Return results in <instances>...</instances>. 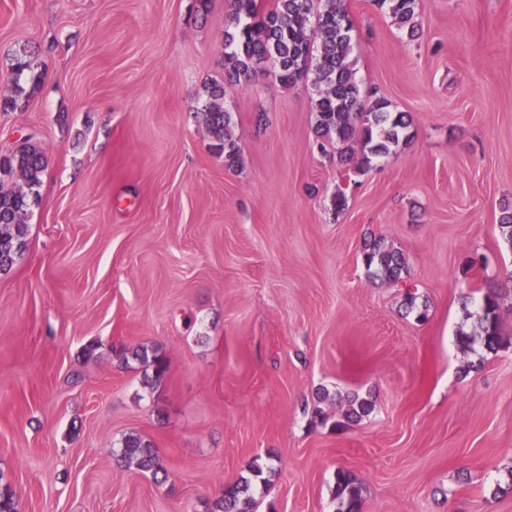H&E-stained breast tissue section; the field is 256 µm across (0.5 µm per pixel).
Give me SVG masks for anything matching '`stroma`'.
<instances>
[{"label": "stroma", "instance_id": "stroma-1", "mask_svg": "<svg viewBox=\"0 0 512 512\" xmlns=\"http://www.w3.org/2000/svg\"><path fill=\"white\" fill-rule=\"evenodd\" d=\"M351 7L356 79L412 137L348 172L314 144L309 85L262 72L225 102L238 164L211 152L198 94L224 74L227 0H0V98L19 47L44 72L0 111V153L30 135L48 161L0 275V491L20 512H209L256 461L277 470L256 512H334L340 469L361 512H512V296L497 350L456 344L512 272V0H424L413 40ZM374 236L426 321L368 275ZM141 343L167 358L160 389L116 355ZM325 390L374 409L311 428ZM131 433L163 477L118 461Z\"/></svg>", "mask_w": 512, "mask_h": 512}]
</instances>
